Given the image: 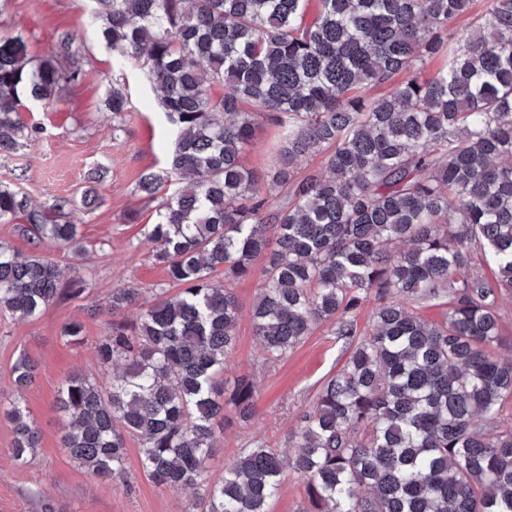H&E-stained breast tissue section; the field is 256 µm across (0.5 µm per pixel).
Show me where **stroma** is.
<instances>
[{"label": "stroma", "instance_id": "stroma-1", "mask_svg": "<svg viewBox=\"0 0 512 512\" xmlns=\"http://www.w3.org/2000/svg\"><path fill=\"white\" fill-rule=\"evenodd\" d=\"M0 32L22 35L31 56L55 57L60 35H76L81 46L79 79L65 86L49 109L26 105L22 120L41 129L39 140L0 157V184L48 205L57 197L80 196L90 190L98 208L79 225L82 253L42 244L34 246L18 225L0 224V242L22 253L39 250L52 259L63 277L82 267L85 291L50 305L40 317L20 321L0 311V391L11 392L13 365L25 354L38 365L23 405L40 433V442L25 467H16L9 450L14 434L0 422V512H38L48 500L56 512H184L190 492L160 487L140 467L137 439L127 441L129 485L96 479L60 446L62 421L54 406L63 375L83 372L108 388L111 372L100 370L95 345L109 328L104 307L117 288H137L144 295L167 287L164 266L155 263L145 244L156 220V201L140 197L136 184L148 168L160 167L173 140L172 127L140 67L116 66L99 36L93 0H0ZM122 86L131 111L122 131L112 129L105 99L109 82ZM260 286L252 276L233 283L241 309L237 342L224 379L234 384L248 375L257 383V418L249 425L232 424L224 431L219 451L209 464L211 479L224 473L251 442H264L280 456L293 455V432L322 386L349 355L330 323L318 325L288 357L277 363L264 359L250 321ZM73 320L84 324L85 341L74 345L61 336Z\"/></svg>", "mask_w": 512, "mask_h": 512}]
</instances>
